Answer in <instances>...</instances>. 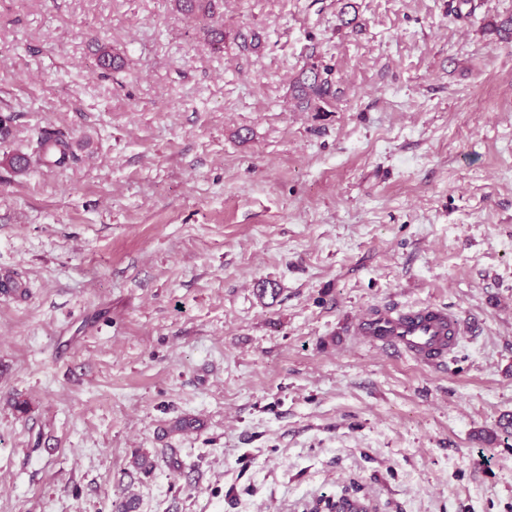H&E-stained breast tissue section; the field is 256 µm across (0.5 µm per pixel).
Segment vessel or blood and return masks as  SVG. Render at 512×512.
Returning a JSON list of instances; mask_svg holds the SVG:
<instances>
[{"label": "vessel or blood", "instance_id": "1", "mask_svg": "<svg viewBox=\"0 0 512 512\" xmlns=\"http://www.w3.org/2000/svg\"><path fill=\"white\" fill-rule=\"evenodd\" d=\"M464 333L462 321L434 304L420 307H379L358 316L352 334L378 349L442 363Z\"/></svg>", "mask_w": 512, "mask_h": 512}]
</instances>
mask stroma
<instances>
[{"label": "stroma", "mask_w": 512, "mask_h": 512, "mask_svg": "<svg viewBox=\"0 0 512 512\" xmlns=\"http://www.w3.org/2000/svg\"><path fill=\"white\" fill-rule=\"evenodd\" d=\"M510 18L0 0V512H512ZM46 129L67 162L12 168ZM389 303L456 311L458 348L350 336ZM317 68H311L304 73L303 78L298 82L296 91L298 97L306 102L322 101L332 94V83Z\"/></svg>", "instance_id": "35a3bbf8"}]
</instances>
